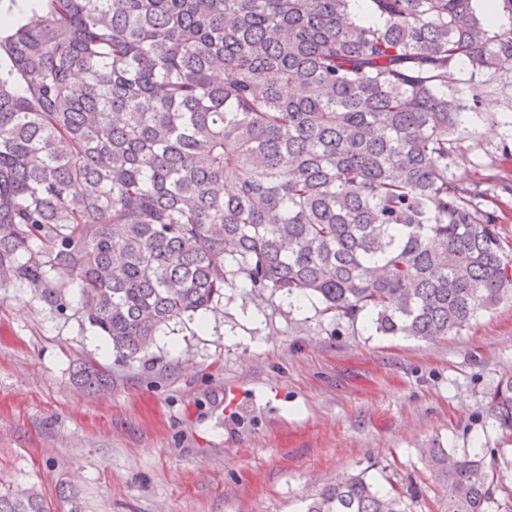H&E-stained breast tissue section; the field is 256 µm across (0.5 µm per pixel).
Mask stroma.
Instances as JSON below:
<instances>
[{
    "mask_svg": "<svg viewBox=\"0 0 512 512\" xmlns=\"http://www.w3.org/2000/svg\"><path fill=\"white\" fill-rule=\"evenodd\" d=\"M471 114L458 176L512 174V66L454 86ZM147 362L77 316L0 283V485L51 512H303L344 473L441 512L423 451L498 447L485 395L512 370V298L460 334L382 336L315 300L225 290L203 322L175 320ZM108 371L91 392L72 373Z\"/></svg>",
    "mask_w": 512,
    "mask_h": 512,
    "instance_id": "obj_1",
    "label": "stroma"
}]
</instances>
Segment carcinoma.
Listing matches in <instances>:
<instances>
[{"instance_id": "1", "label": "carcinoma", "mask_w": 512, "mask_h": 512, "mask_svg": "<svg viewBox=\"0 0 512 512\" xmlns=\"http://www.w3.org/2000/svg\"><path fill=\"white\" fill-rule=\"evenodd\" d=\"M476 2L367 0L362 20L353 0H0V281L130 360L226 288L315 297L387 336L461 332L512 295L483 205L512 182L452 172L458 65L512 60V26ZM486 405L511 440L512 373ZM424 455L445 512L512 509L480 452ZM0 512L50 508L1 489ZM303 512L409 506L360 472Z\"/></svg>"}]
</instances>
